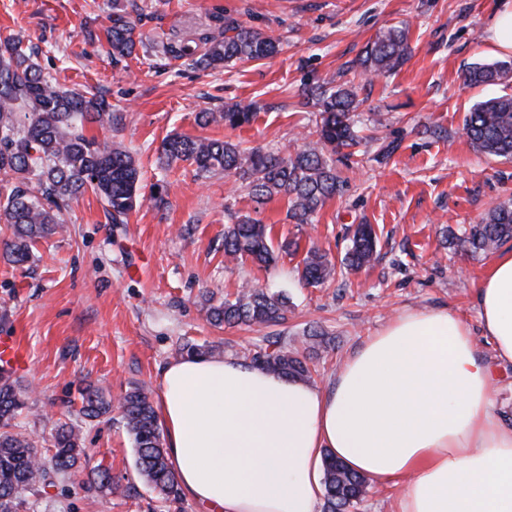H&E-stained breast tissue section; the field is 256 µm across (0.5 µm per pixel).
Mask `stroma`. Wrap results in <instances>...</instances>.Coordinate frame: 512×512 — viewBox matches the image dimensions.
Masks as SVG:
<instances>
[{
  "instance_id": "35a3bbf8",
  "label": "stroma",
  "mask_w": 512,
  "mask_h": 512,
  "mask_svg": "<svg viewBox=\"0 0 512 512\" xmlns=\"http://www.w3.org/2000/svg\"><path fill=\"white\" fill-rule=\"evenodd\" d=\"M135 2L142 42L132 57L116 62L104 34L112 0H0V35H21L38 47L44 71L66 88L101 92L119 108L118 125L91 124L85 133L131 152L145 196L127 223L111 224L101 199L86 193L28 263L15 266L0 256V338L18 339L28 356L16 379L30 410L16 418L17 428L45 443L54 421L70 422L88 453L48 495L27 498L22 512H174L138 474L120 414L91 420L67 402L83 379L114 399L135 387L158 398L160 372L177 359L185 337L238 359L273 334L303 350L305 329L321 327L331 340L313 358L311 383L321 386L397 314L446 309L474 330L479 355L493 364L502 418L512 425V364L495 362L476 307V288L492 256L471 255L446 240L480 222L493 204L512 199V161L475 151L464 131L474 104L512 94V82L469 86L463 78L471 64L503 57L489 34L497 0ZM228 22L277 40L278 54L201 70L163 52L166 44L201 41ZM391 26L407 28L411 55L395 74L371 77L355 61ZM329 79L353 84L361 125L396 151L383 161L370 150L337 163L345 186L313 223L290 220L281 195L257 205L236 177L202 179L185 161L161 168L159 149L171 134L265 151L315 140L316 110L299 90ZM250 102L259 110L248 127L232 131L197 121L201 111ZM157 184L165 190L161 208L150 200ZM244 215L270 225L274 241H295L304 251L318 247L336 264L349 230L371 224L378 257L371 267L317 287L301 282L293 256L267 269L230 264L224 227ZM245 282L287 291L285 321L210 324L203 293L220 300ZM101 469L120 492L92 489Z\"/></svg>"
}]
</instances>
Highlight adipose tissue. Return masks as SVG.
Returning <instances> with one entry per match:
<instances>
[{
    "instance_id": "1",
    "label": "adipose tissue",
    "mask_w": 512,
    "mask_h": 512,
    "mask_svg": "<svg viewBox=\"0 0 512 512\" xmlns=\"http://www.w3.org/2000/svg\"><path fill=\"white\" fill-rule=\"evenodd\" d=\"M483 336L512 363V249L478 291ZM469 324L409 310L313 386L233 358L161 372L158 414L183 493L207 512H318L333 456L401 484L399 512H512V427Z\"/></svg>"
}]
</instances>
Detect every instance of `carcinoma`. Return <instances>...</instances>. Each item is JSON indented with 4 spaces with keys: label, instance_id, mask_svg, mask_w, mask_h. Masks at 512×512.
<instances>
[{
    "label": "carcinoma",
    "instance_id": "carcinoma-1",
    "mask_svg": "<svg viewBox=\"0 0 512 512\" xmlns=\"http://www.w3.org/2000/svg\"><path fill=\"white\" fill-rule=\"evenodd\" d=\"M133 0H112L111 25L106 38L112 59L134 54L136 24L128 6ZM277 43L270 37L240 26L227 27L204 42L202 52L189 43L167 48L175 58L187 57L201 69H217L241 60H259L274 55ZM39 50L23 45L12 34L0 39V172L17 180L5 201L0 217L12 230L5 242L6 257L15 265L27 262L35 244L60 227L62 211L71 202L92 191L105 204L114 224H125L141 204V171L131 153L84 134L87 123L101 126L118 120L116 108L106 96H86L64 90L56 78L44 74L33 61ZM408 34L390 27L370 42L359 65L370 75L387 76L410 56ZM512 76V60L475 63L464 72L472 85L490 84ZM307 100L318 106V139L294 150L246 152L229 141L173 136L164 140L160 162L188 161L197 176L208 178L218 172L247 183L252 200L260 205L276 194L287 197L288 217L298 224L313 221L327 199L343 188L336 172V157L346 160L357 153L363 137L354 116L360 101L347 84L319 82L302 89ZM259 107L250 103L199 113L203 125H224L235 130L250 125ZM466 134L478 151L512 160V94L477 103L465 116ZM512 240V203L492 206L482 222L465 230L461 243L473 254L487 253ZM298 251L287 242L276 248L267 225L248 216L224 230V258L229 262L249 259L267 267L280 252ZM377 253V235L370 224L355 227L343 264L361 268ZM335 265L316 249L302 259L301 280L317 286L334 275ZM290 298L280 290L270 293L258 285H247L232 298L214 304L205 299L203 309L213 325H276L285 320ZM218 348L199 345L190 339L179 345L188 356H214ZM250 362L285 376L312 378L307 358L288 348L282 336L265 337L264 346ZM79 413L101 418L118 409L136 448L140 474L167 503L181 500L177 479L163 447L153 404L140 388H132L113 406L102 388L87 385L80 390ZM26 408L25 398L10 376L0 374V512H20L21 494H48L60 474L74 469L84 454L75 427L57 422L52 435L54 452L43 455L34 440L11 430V421ZM323 512H351L369 492L368 478L350 471L330 457L323 473Z\"/></svg>",
    "mask_w": 512,
    "mask_h": 512
}]
</instances>
